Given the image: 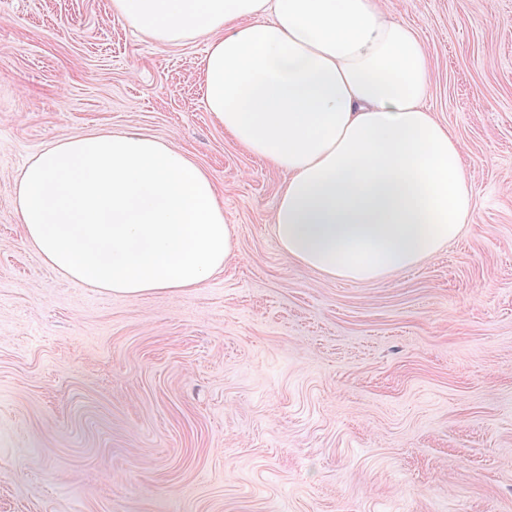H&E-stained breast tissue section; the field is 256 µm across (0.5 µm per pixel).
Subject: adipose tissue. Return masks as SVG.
Masks as SVG:
<instances>
[{"label":"adipose tissue","instance_id":"ef3b65f1","mask_svg":"<svg viewBox=\"0 0 512 512\" xmlns=\"http://www.w3.org/2000/svg\"><path fill=\"white\" fill-rule=\"evenodd\" d=\"M112 16L160 46L206 40L208 112L287 175L274 233L288 259L369 282L470 223L463 146L424 103L426 47L383 0H112ZM15 201L51 268L117 295L202 287L235 246L212 173L136 131L47 145Z\"/></svg>","mask_w":512,"mask_h":512}]
</instances>
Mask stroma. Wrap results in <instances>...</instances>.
<instances>
[{
    "mask_svg": "<svg viewBox=\"0 0 512 512\" xmlns=\"http://www.w3.org/2000/svg\"><path fill=\"white\" fill-rule=\"evenodd\" d=\"M460 139L470 224L332 280L273 230L284 172L208 112L205 42L112 0H0V512H512V0H389ZM139 131L213 173L235 249L203 287L114 295L23 238L44 146Z\"/></svg>",
    "mask_w": 512,
    "mask_h": 512,
    "instance_id": "1",
    "label": "stroma"
}]
</instances>
